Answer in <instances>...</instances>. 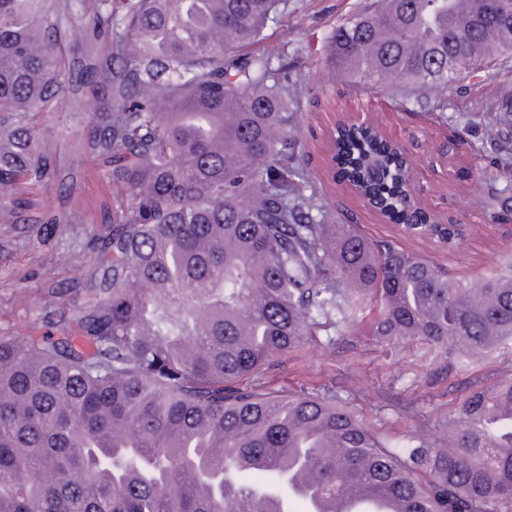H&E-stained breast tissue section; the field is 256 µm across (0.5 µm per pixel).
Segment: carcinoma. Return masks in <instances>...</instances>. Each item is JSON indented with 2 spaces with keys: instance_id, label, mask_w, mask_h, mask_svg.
Returning a JSON list of instances; mask_svg holds the SVG:
<instances>
[{
  "instance_id": "obj_1",
  "label": "carcinoma",
  "mask_w": 512,
  "mask_h": 512,
  "mask_svg": "<svg viewBox=\"0 0 512 512\" xmlns=\"http://www.w3.org/2000/svg\"><path fill=\"white\" fill-rule=\"evenodd\" d=\"M375 0L330 37L329 65L364 87L448 89L512 52V0ZM279 0H0V213L41 242L33 215L59 180L39 115L73 103L62 23L86 18L94 110L73 151L112 185L86 213L102 258L73 318L0 336V512H287L305 477L398 512H512V373L448 417V446H396L330 395L241 380L348 326L376 300L373 334L420 337L448 368L512 355V259L472 279L322 224L295 166L288 51L255 49ZM343 175L395 224L449 242L412 210L395 152L341 128Z\"/></svg>"
}]
</instances>
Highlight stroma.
Here are the masks:
<instances>
[{"instance_id": "stroma-1", "label": "stroma", "mask_w": 512, "mask_h": 512, "mask_svg": "<svg viewBox=\"0 0 512 512\" xmlns=\"http://www.w3.org/2000/svg\"><path fill=\"white\" fill-rule=\"evenodd\" d=\"M374 0H281L266 33L269 48H288V77L298 85V167L336 224H354L368 238L393 242L460 278L493 272L512 257V211L493 212L491 194L512 196V126L501 123L512 105V55L482 62L450 90L420 98L399 87L363 88L329 69L328 41L336 26ZM362 119L400 145L411 160L415 202L438 223L466 225L468 236L451 247L390 223L342 179L333 161L338 124ZM43 149L77 173L73 191L50 184L39 193L60 218L54 238L0 223V336L41 325L49 289L89 277L97 256L93 227L80 223L79 204L97 203L108 187L90 160L74 157L69 143L81 132L60 111L40 120ZM485 168V178L474 175ZM512 369V356L494 353L449 369L446 359L418 339L388 343L372 336L369 319L319 332L303 349L272 357L249 384L285 394L300 390L337 396L364 424L405 445L446 437L454 405L475 387L490 386Z\"/></svg>"}]
</instances>
